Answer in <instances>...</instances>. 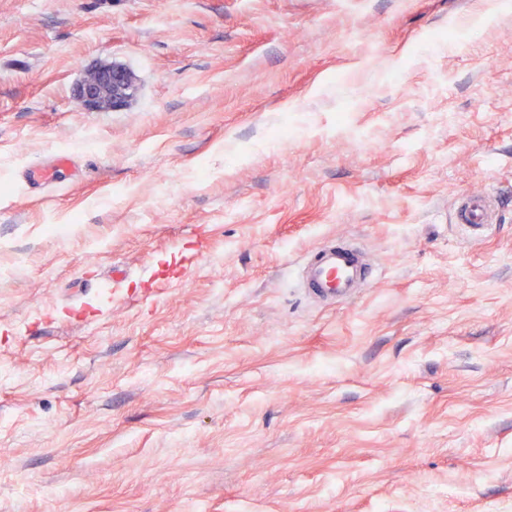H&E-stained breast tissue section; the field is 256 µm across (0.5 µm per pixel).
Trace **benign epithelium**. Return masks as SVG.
Returning a JSON list of instances; mask_svg holds the SVG:
<instances>
[{"label": "benign epithelium", "mask_w": 512, "mask_h": 512, "mask_svg": "<svg viewBox=\"0 0 512 512\" xmlns=\"http://www.w3.org/2000/svg\"><path fill=\"white\" fill-rule=\"evenodd\" d=\"M137 93L134 75L119 65H94L85 70L74 95L95 111H118L127 107Z\"/></svg>", "instance_id": "7a95c632"}]
</instances>
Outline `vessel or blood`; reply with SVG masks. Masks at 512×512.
Here are the masks:
<instances>
[{
	"label": "vessel or blood",
	"instance_id": "vessel-or-blood-1",
	"mask_svg": "<svg viewBox=\"0 0 512 512\" xmlns=\"http://www.w3.org/2000/svg\"><path fill=\"white\" fill-rule=\"evenodd\" d=\"M455 221L467 233L479 234L494 222L490 195L465 194L458 200ZM376 266L357 240L336 237L323 241L304 258L297 285L304 298L318 306H332L354 298L375 278Z\"/></svg>",
	"mask_w": 512,
	"mask_h": 512
}]
</instances>
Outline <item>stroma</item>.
I'll use <instances>...</instances> for the list:
<instances>
[{"instance_id":"obj_1","label":"stroma","mask_w":512,"mask_h":512,"mask_svg":"<svg viewBox=\"0 0 512 512\" xmlns=\"http://www.w3.org/2000/svg\"><path fill=\"white\" fill-rule=\"evenodd\" d=\"M0 512H512V7L0 0ZM137 93L134 75L119 65H94L85 70L74 95L95 111H118L127 107ZM456 224L468 234H479L486 231L494 221V209L489 194H463L455 212ZM375 272V263L360 242L336 237L308 253L298 269L297 285L308 302L332 306L367 288Z\"/></svg>"}]
</instances>
